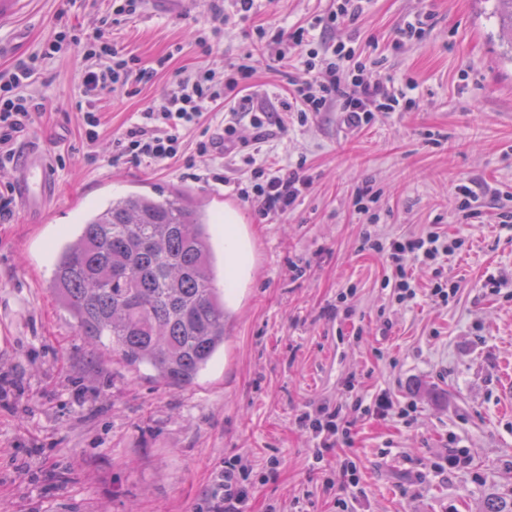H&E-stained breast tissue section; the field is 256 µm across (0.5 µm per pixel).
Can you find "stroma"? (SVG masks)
Returning <instances> with one entry per match:
<instances>
[{
    "instance_id": "1",
    "label": "stroma",
    "mask_w": 512,
    "mask_h": 512,
    "mask_svg": "<svg viewBox=\"0 0 512 512\" xmlns=\"http://www.w3.org/2000/svg\"><path fill=\"white\" fill-rule=\"evenodd\" d=\"M213 0L174 10L152 0L112 26L126 55L167 58L149 83L102 103L95 149L75 119L81 47L43 66L50 100L25 147L67 155L45 223H0V512H205L223 493L224 464L247 480L244 512H484L512 497V223L464 218L456 186L485 182L484 208L512 196L511 48L499 38L494 0H370L337 41L372 78L416 105L378 112L357 134L335 113L285 117L265 148L309 189L283 215L260 219L233 186L203 181L223 164L194 151L167 165L112 156L111 140L178 73L221 70L252 42L224 27L205 53L193 33ZM336 0H259L257 26L285 29L326 16ZM89 31L109 0H27L0 23V69L29 61L59 12ZM421 34L403 35L419 12ZM177 186L209 203L216 222L231 201L243 219L249 263L224 327V354L185 388L159 383L108 346L80 336L50 289L53 250L92 209L138 187ZM364 200L368 214L357 209ZM460 241L447 263L415 261L413 301H399L395 271L364 241L429 230ZM454 284L448 299L436 284ZM388 392L396 415L365 411ZM339 409L349 441L315 434L300 419L318 404ZM456 464H449L448 454ZM355 482L341 487L345 468Z\"/></svg>"
}]
</instances>
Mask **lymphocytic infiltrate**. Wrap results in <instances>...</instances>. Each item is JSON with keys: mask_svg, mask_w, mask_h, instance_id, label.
<instances>
[{"mask_svg": "<svg viewBox=\"0 0 512 512\" xmlns=\"http://www.w3.org/2000/svg\"><path fill=\"white\" fill-rule=\"evenodd\" d=\"M56 27L54 39L42 45L38 58L53 59L71 46L82 47V95L77 104V120L82 139L91 148L101 136L100 102L104 95L148 83L156 69L139 59L125 57L107 26L81 32L60 17ZM256 34L263 55L279 66L288 67L295 61L303 66L307 79L294 88L291 97L281 99L274 108L247 97L227 123L213 128L203 125L204 114L214 111L226 95L240 93L252 79L258 61L249 52L232 65L228 74L209 69L176 78L170 92L141 111L138 122L113 136V154L164 165L183 154L185 134L193 129L198 132L195 148L199 153L221 155L241 147L248 149L249 175L245 182L237 184L236 190L240 196L253 199L259 216L266 218L288 212L310 185L308 178L284 174L275 164L259 158L264 143L272 136L270 125L275 112H293L301 119L311 112H335L344 128L354 132L368 124L373 113L414 105L405 93L369 79L365 63H355L354 69H347L346 63L352 61L353 54L346 51L344 44L324 42L305 27L288 33L279 28H260ZM37 71V63L27 62L0 70L1 171L17 164L24 135L46 111L45 98L29 91ZM376 249L394 267L395 286L402 301L416 296L405 272L406 263L421 258L437 260L449 254L440 233L432 230L421 236L378 242Z\"/></svg>", "mask_w": 512, "mask_h": 512, "instance_id": "obj_1", "label": "lymphocytic infiltrate"}]
</instances>
